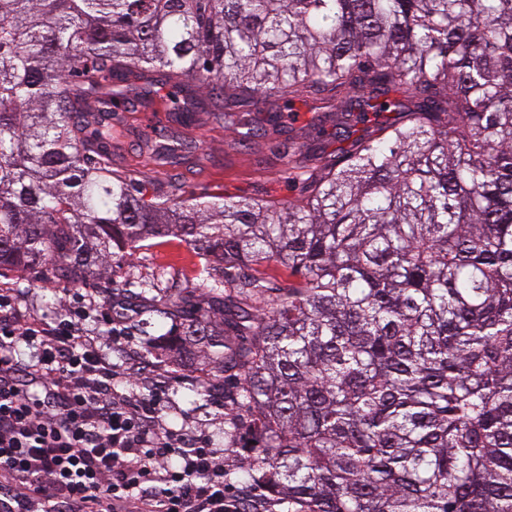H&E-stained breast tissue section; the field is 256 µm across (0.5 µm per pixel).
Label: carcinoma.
<instances>
[{
	"instance_id": "cac0c4a2",
	"label": "carcinoma",
	"mask_w": 512,
	"mask_h": 512,
	"mask_svg": "<svg viewBox=\"0 0 512 512\" xmlns=\"http://www.w3.org/2000/svg\"><path fill=\"white\" fill-rule=\"evenodd\" d=\"M162 90L185 125L288 134L304 194L201 202L120 172L118 106ZM165 237L199 258L201 298L164 288L157 328L174 361L237 377L247 491L512 512V0H0V271L82 288Z\"/></svg>"
}]
</instances>
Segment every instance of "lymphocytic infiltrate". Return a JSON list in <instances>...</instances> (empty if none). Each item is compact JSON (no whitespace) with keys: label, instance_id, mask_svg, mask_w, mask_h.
Instances as JSON below:
<instances>
[{"label":"lymphocytic infiltrate","instance_id":"lymphocytic-infiltrate-1","mask_svg":"<svg viewBox=\"0 0 512 512\" xmlns=\"http://www.w3.org/2000/svg\"><path fill=\"white\" fill-rule=\"evenodd\" d=\"M16 298L0 290V512H239L223 450L161 431L158 397L119 390L145 362L113 363L69 307L45 323Z\"/></svg>","mask_w":512,"mask_h":512}]
</instances>
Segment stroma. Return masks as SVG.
<instances>
[{
  "instance_id": "1",
  "label": "stroma",
  "mask_w": 512,
  "mask_h": 512,
  "mask_svg": "<svg viewBox=\"0 0 512 512\" xmlns=\"http://www.w3.org/2000/svg\"><path fill=\"white\" fill-rule=\"evenodd\" d=\"M170 126L165 99L155 100L143 112H128L117 134L114 160L118 168L136 179L176 178L187 194L207 201H285L299 197L300 189L280 174L281 161L265 140L250 146L238 145L234 133L207 120L181 128V135L202 142L204 158L171 170L157 168L141 148L142 140ZM196 255L185 243L168 237L158 245L137 250L131 258L116 262L115 277L129 291L140 292L153 281L191 289L195 286ZM16 288L23 295L19 309L28 318L52 321L59 305L66 304L81 315L83 338L100 341L107 329L105 315L121 316L124 306L107 304L100 290L62 287H30L26 278L13 271L0 272V289ZM204 382L202 368L184 367L156 360L155 370L140 379L137 393L159 394V424L174 435L196 432L224 451V468L229 474L226 497H235L243 485V472L251 459V437L240 431L234 447L224 445V412L216 400H202L198 391Z\"/></svg>"
}]
</instances>
